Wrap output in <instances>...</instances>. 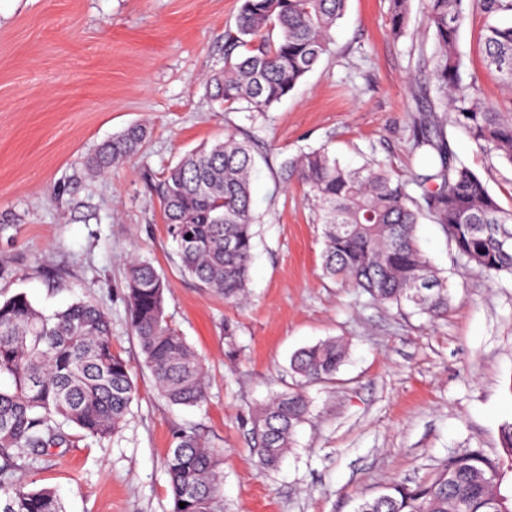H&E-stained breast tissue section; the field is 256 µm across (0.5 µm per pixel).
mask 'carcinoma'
Listing matches in <instances>:
<instances>
[{
    "instance_id": "carcinoma-1",
    "label": "carcinoma",
    "mask_w": 512,
    "mask_h": 512,
    "mask_svg": "<svg viewBox=\"0 0 512 512\" xmlns=\"http://www.w3.org/2000/svg\"><path fill=\"white\" fill-rule=\"evenodd\" d=\"M347 0H243L236 29L226 36L224 69L207 80L216 102L263 114L292 92L323 56L333 52V29ZM512 12V0H425L420 30L411 31V0H390V33L415 38L417 70L410 94L418 111L410 152L422 172L403 180L367 161L352 168L326 147L285 160L280 181L296 178L317 203L324 228L323 274L367 293L379 303L411 306L430 318L448 312V278L421 251L417 227L426 218L441 226L457 258L490 281L512 277V209L505 210L475 172L451 150L448 124L465 132L487 154L512 166V99L484 102L476 77L463 78L458 49L469 17L487 20L482 34L485 66L512 91V25L492 19ZM240 46L248 53L236 57ZM144 125H132L89 157L95 174L126 163L143 148ZM251 141L237 130L184 155L156 187L181 271L197 284L245 301L257 219L252 208ZM127 313L157 392L172 405L197 406L207 380L197 353L165 315L167 283L151 262L127 263ZM346 355L327 340L299 350L291 370L296 387L259 403L249 435L259 470L273 469L288 454L309 414L305 388L331 382ZM0 512H64L50 488L11 485L13 459L34 463L69 444L64 426L106 438L125 420L136 395L126 359L112 346L108 317L76 301L50 315L18 293L0 302ZM501 452L491 457L469 448L441 460L433 475L409 483L394 479L355 512H512V421L500 429ZM224 457L193 431L173 434L166 461L171 512H224ZM185 503L180 507L179 503Z\"/></svg>"
}]
</instances>
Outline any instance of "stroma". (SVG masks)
<instances>
[{"mask_svg": "<svg viewBox=\"0 0 512 512\" xmlns=\"http://www.w3.org/2000/svg\"><path fill=\"white\" fill-rule=\"evenodd\" d=\"M242 0H0V300L24 293L47 313L77 300L109 317L112 343L137 387L120 431H73L49 464L19 457L14 484L50 487L66 512H171L166 458L174 430L224 453V512H354L394 479L430 477L467 448L499 450L512 420V278L489 281L455 259L439 225L421 250L448 278L450 305L430 319L371 301L322 273L323 229L281 163L328 146L360 166L374 159L409 178L417 55L389 33V0H348L334 51L267 116L224 109L206 78L224 67V37ZM485 19L460 32L483 96H511L483 61ZM147 124L142 151L105 176L94 149ZM239 129L252 141L257 237L247 302L224 301L179 267L151 186L187 151ZM447 139L504 209L512 167L454 126ZM138 253L168 286L166 314L203 359L209 389L195 407L169 404L143 365L127 319L125 259ZM236 327L224 336L225 322ZM330 338L347 355L332 383L307 389L310 413L277 470L262 472L245 418L294 387L298 349ZM236 355H229V345Z\"/></svg>", "mask_w": 512, "mask_h": 512, "instance_id": "1", "label": "stroma"}]
</instances>
